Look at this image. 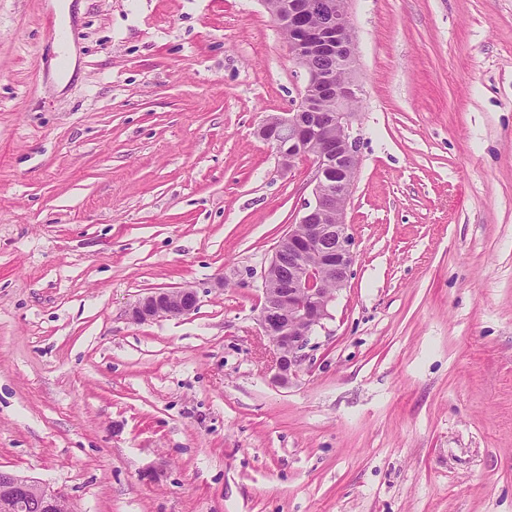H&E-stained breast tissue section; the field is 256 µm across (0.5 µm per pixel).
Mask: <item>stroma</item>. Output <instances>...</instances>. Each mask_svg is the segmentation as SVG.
<instances>
[{"label": "stroma", "instance_id": "1", "mask_svg": "<svg viewBox=\"0 0 512 512\" xmlns=\"http://www.w3.org/2000/svg\"><path fill=\"white\" fill-rule=\"evenodd\" d=\"M61 3L0 0V467L72 512H512V0H350L356 258L285 386V35L262 0ZM194 289L154 292L140 299L131 310L134 321L144 322L158 317H183L193 313L198 306Z\"/></svg>", "mask_w": 512, "mask_h": 512}]
</instances>
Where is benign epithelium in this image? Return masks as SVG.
Instances as JSON below:
<instances>
[{"instance_id": "obj_1", "label": "benign epithelium", "mask_w": 512, "mask_h": 512, "mask_svg": "<svg viewBox=\"0 0 512 512\" xmlns=\"http://www.w3.org/2000/svg\"><path fill=\"white\" fill-rule=\"evenodd\" d=\"M287 33L291 58L306 72L296 107L267 119L259 130L282 164L293 166L298 159H312L314 203H309L295 224L288 225L277 243L268 268H288L290 274L280 287L263 288L264 302L259 325L273 347L275 379L288 384L297 375L302 351L316 329L329 317V305L343 289L355 261L354 238L344 213L360 167L358 137L352 134V104L359 100L360 85L355 75L356 49L349 9L325 0L320 7L332 14L331 23L313 22L314 11L304 0H262ZM318 54L336 58L344 71L314 69L309 60ZM341 130V136L312 148L321 136L319 123ZM198 306L192 288L155 292L140 299L131 310L138 322L158 317H183ZM40 512H69L65 497L50 485L0 468V512H24L31 502Z\"/></svg>"}]
</instances>
